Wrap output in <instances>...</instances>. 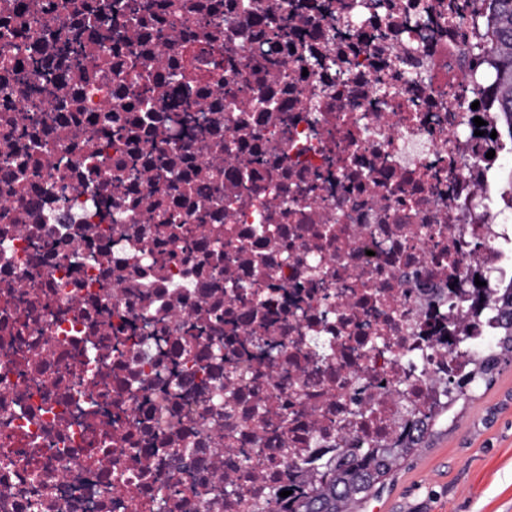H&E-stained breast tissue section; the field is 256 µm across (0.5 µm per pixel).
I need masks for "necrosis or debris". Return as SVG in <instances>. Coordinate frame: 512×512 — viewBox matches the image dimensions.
Returning a JSON list of instances; mask_svg holds the SVG:
<instances>
[{"instance_id":"obj_1","label":"necrosis or debris","mask_w":512,"mask_h":512,"mask_svg":"<svg viewBox=\"0 0 512 512\" xmlns=\"http://www.w3.org/2000/svg\"><path fill=\"white\" fill-rule=\"evenodd\" d=\"M360 2L0 0V512H262L435 394L512 148L474 0Z\"/></svg>"}]
</instances>
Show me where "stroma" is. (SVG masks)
Masks as SVG:
<instances>
[{"label": "stroma", "instance_id": "1", "mask_svg": "<svg viewBox=\"0 0 512 512\" xmlns=\"http://www.w3.org/2000/svg\"><path fill=\"white\" fill-rule=\"evenodd\" d=\"M355 512H512V362Z\"/></svg>", "mask_w": 512, "mask_h": 512}]
</instances>
